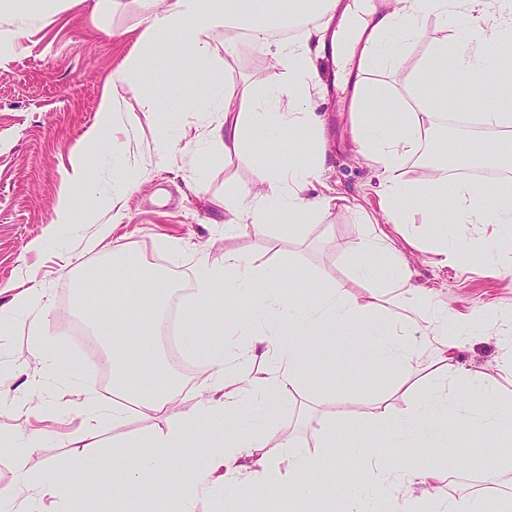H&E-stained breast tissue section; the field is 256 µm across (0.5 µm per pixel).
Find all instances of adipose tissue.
Wrapping results in <instances>:
<instances>
[{"instance_id":"obj_1","label":"adipose tissue","mask_w":512,"mask_h":512,"mask_svg":"<svg viewBox=\"0 0 512 512\" xmlns=\"http://www.w3.org/2000/svg\"><path fill=\"white\" fill-rule=\"evenodd\" d=\"M144 3L148 11L145 37L162 41L169 33L179 32L182 39L173 49L189 61L209 57V34L221 28L234 36L248 35L283 72L282 81L269 92L255 94L246 88L239 98L225 96L218 118L205 126L209 141L223 147L225 156L236 157L242 165L258 171L263 185L256 194L243 189L237 205L227 206L225 231L244 224H265L275 215L289 223L299 212L316 223L335 206L333 195H306L325 162L318 146L322 126L307 107L318 88L314 49L328 43L339 51L357 46L362 63L395 71L402 65L405 50L399 47L379 53L382 37L395 29L417 35L420 22L431 15L452 19L457 33L454 40L437 41L420 61V75L413 80L415 110L404 112L401 100L362 81L353 84V130L360 146L381 169L388 200L386 221L512 228L511 182L497 186L496 201L489 206L481 187L457 183L449 180L447 173H439L432 189L456 197L458 208L450 214L420 208L422 188L405 180L402 173L403 160L420 153L435 127V104L446 89L448 72L469 77L472 98L481 106L486 123L512 126V113L502 109L503 103L512 104V83L491 78L500 64L512 62V0H392L381 14L361 0H265L257 12L248 9L243 0ZM298 13L320 18L321 23L296 39H276L275 31ZM139 78L130 65L113 72L111 90L99 105L100 126L88 132V141H96L103 126L120 134L119 91ZM298 129L307 134L303 148L289 160H277L274 145ZM94 189V175L83 159H76L58 198L56 223H72L83 199ZM384 254L389 257L388 285L397 291L396 309L388 317L378 316L371 306L321 279L313 281L309 301L301 302L285 287L289 271L284 266L259 267L234 251L225 252L220 265L200 257L196 288L184 304L180 334L189 357L210 370L211 385L192 404L182 400L180 381L167 369L153 340L163 306L173 294L165 273L140 266L137 277L144 286L142 293L126 296L110 309L95 305V283L84 279L78 290L79 304L91 314L96 347L108 350L112 389L125 401L105 406L96 391L76 383L47 394L44 408H79L81 429L87 436L95 435L107 419L113 426L123 425L128 401L142 415H166L167 427L132 440V447L140 449L141 455L120 482H113L111 474L96 464L94 454L83 450L73 456L67 470L43 462L22 471L13 486L6 488V495L19 499L18 512H78L81 487L94 483L108 487L112 512H128V503L140 499L141 488L158 470L173 465L186 449L201 448L205 455L200 467L185 474L179 484L156 491L173 512H196L200 501L220 494L240 500L261 498L267 512H302L305 501L318 488L326 489V501L337 505L338 512H388L389 502L374 498L377 488L395 481L435 479L432 450L446 436L443 422L447 417L492 440L512 436V413L503 411L498 391L488 381L471 387L438 385L398 414L379 404L368 419V434L384 439L391 448H416L422 466L394 474L356 439L343 461L366 472L368 478L338 493L319 471L316 454L286 445L271 430V416L282 399L305 383L309 352L332 348L331 337L340 325L351 327L361 343L371 347L367 369L393 364L410 371L430 356L446 371H454L448 350L462 339L466 322L411 286L408 269L390 252L384 236L369 234L356 243V273L363 278L371 276L374 260ZM47 296V289L18 284L9 300L0 305V325L28 324V346L41 364L66 369L69 359L45 342L38 324L28 321L34 307ZM414 316L425 325L428 344L404 343ZM238 335L247 337V344L229 352L228 337ZM259 355L271 362L261 374L251 369ZM218 418L224 421L220 434L213 430ZM212 436L219 437L221 445L209 451L205 445Z\"/></svg>"}]
</instances>
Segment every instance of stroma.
<instances>
[{
	"label": "stroma",
	"mask_w": 512,
	"mask_h": 512,
	"mask_svg": "<svg viewBox=\"0 0 512 512\" xmlns=\"http://www.w3.org/2000/svg\"><path fill=\"white\" fill-rule=\"evenodd\" d=\"M54 22L19 12L0 11V290L23 282L49 289L51 302L42 312L44 335L76 361V371H42L28 350L27 327L0 329V400L14 399L19 389L34 395L54 391L78 381L100 387L95 365L66 335L67 321L87 325L88 318L77 299V270L102 266L99 253L85 251L94 232L91 224L55 223V205L76 149L96 175L99 198L111 196L116 177L131 173L135 186L125 199V218L115 225L111 244L123 248L138 261H154L156 239L172 238L182 244L171 254L170 264L184 280L195 276L198 256L220 264L224 253L234 250L257 265L286 264L297 273L292 286L307 288L322 278L342 288L363 304H373L379 315L394 308V294L386 288L385 259H378L371 278L353 270V246L369 227L362 215L382 222L389 243L410 270L411 285L424 289L449 311L470 315L512 308V231L493 224H456L460 238L493 236L500 245L492 253L469 264L441 265L433 251L434 228L408 224L403 228L383 223L386 200L378 171L359 150L352 132L351 88L341 81L339 68L326 53L315 59L324 94L312 97L311 111L323 121L326 172L310 195L333 192L339 202L322 223H306L297 235L277 223L255 228L246 224L234 233L224 231V204L259 179L257 171L236 159L225 158L222 149L196 140L197 127L213 112L215 85L227 84L238 92L250 86L260 90L277 80L265 52L241 46L233 55L224 51V32L210 34L212 63L188 67L183 57L167 46L138 45L146 27L139 0H110L107 10L94 8L95 0H58ZM446 30L441 18L421 21L414 41L398 72L372 67L361 69L359 57L348 68L363 81L381 86L413 108L409 75L432 42ZM141 46L145 77L123 93L121 113L127 136L113 140L103 131L96 144L85 135L99 121L98 105L110 85L113 71ZM173 89L189 99L187 108L158 109L157 91ZM174 144L165 162L155 160L160 132ZM500 275H492L491 267ZM512 324H488L476 328L462 348L452 350L454 362L466 377L492 381L501 392L505 408L512 409V368L506 363L512 348ZM446 379L434 359L410 373L398 366L369 372L358 354L345 357L326 353L307 371L301 394L283 401L272 425L280 437L315 448L310 433L296 426L300 414L311 411L326 423L362 433L373 403L388 397L393 412L408 409L430 387ZM41 429L39 458L66 463L81 437L79 419L68 410L36 421L32 407L0 415V433H10L30 423ZM160 418L147 419L129 410L125 425L105 428L96 455L103 467L114 471L135 466L134 454H120L112 444L164 428ZM438 453L467 459V467L440 469L433 484L395 486L390 494L397 502L413 500L424 512H433L441 495L500 494L512 488V438L489 444L486 437L462 428L449 430Z\"/></svg>",
	"instance_id": "stroma-1"
}]
</instances>
